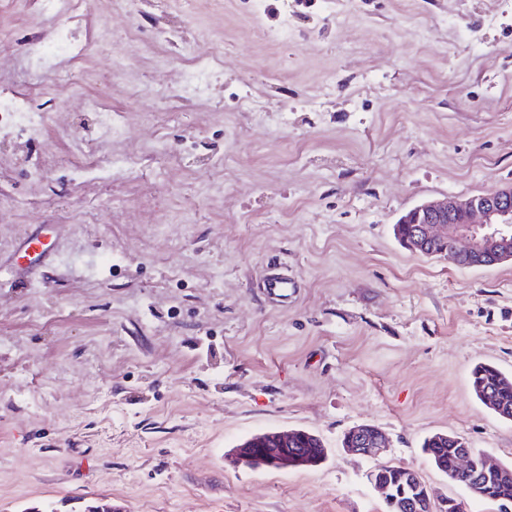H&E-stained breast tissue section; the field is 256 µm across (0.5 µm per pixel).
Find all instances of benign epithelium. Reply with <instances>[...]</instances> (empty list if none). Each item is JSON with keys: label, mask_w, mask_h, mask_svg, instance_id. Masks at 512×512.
I'll use <instances>...</instances> for the list:
<instances>
[{"label": "benign epithelium", "mask_w": 512, "mask_h": 512, "mask_svg": "<svg viewBox=\"0 0 512 512\" xmlns=\"http://www.w3.org/2000/svg\"><path fill=\"white\" fill-rule=\"evenodd\" d=\"M405 233L402 244L413 252H425L433 244L444 242L439 255L463 268L495 266L512 262V183L490 193L464 200L448 198L429 201L414 207L399 221ZM345 449L355 455L377 460L388 448L386 437L366 424L350 430ZM503 474L498 464L471 448H460L455 458V477H464L469 489L483 488L488 478ZM382 491L383 504L396 512H420L423 505H436L438 512L453 508L460 512L456 500H436L434 490L419 474L409 469L405 483L395 489L383 478L370 477Z\"/></svg>", "instance_id": "obj_1"}]
</instances>
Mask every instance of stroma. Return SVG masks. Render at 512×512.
Wrapping results in <instances>:
<instances>
[{
    "label": "stroma",
    "mask_w": 512,
    "mask_h": 512,
    "mask_svg": "<svg viewBox=\"0 0 512 512\" xmlns=\"http://www.w3.org/2000/svg\"><path fill=\"white\" fill-rule=\"evenodd\" d=\"M194 3L193 35L221 44L223 110L167 117L113 82L124 134L177 159L74 182V140L96 136L80 95L42 139L0 133V512H381L352 427L387 437L463 512H498L437 471L448 433L512 465V421L473 394L474 365L512 375V263L459 268L411 252L394 226L433 199L512 182V0ZM105 31L95 91L126 41L124 5L92 0ZM261 102L234 111V99ZM52 157L29 180L31 155ZM56 250L27 288L8 279L24 235ZM297 283L285 302L270 263ZM301 429L316 467L251 469L230 449ZM268 296L273 300H288L294 291V283L288 277L272 273L265 279Z\"/></svg>",
    "instance_id": "stroma-1"
}]
</instances>
